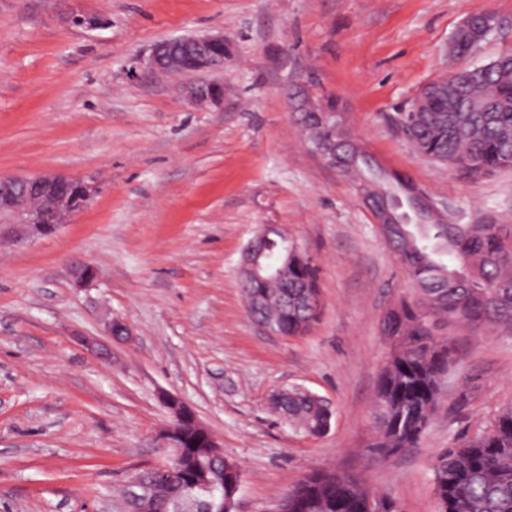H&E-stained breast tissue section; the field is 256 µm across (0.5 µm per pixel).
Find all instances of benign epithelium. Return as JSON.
Here are the masks:
<instances>
[{
	"label": "benign epithelium",
	"mask_w": 512,
	"mask_h": 512,
	"mask_svg": "<svg viewBox=\"0 0 512 512\" xmlns=\"http://www.w3.org/2000/svg\"><path fill=\"white\" fill-rule=\"evenodd\" d=\"M463 24L473 39L472 45L485 40L498 28V22L479 20L473 15L467 16ZM166 42L152 45L149 54L135 58L128 74L137 78L146 70L164 72L170 75L193 76L200 72L218 70L224 67V34H206L191 39L190 49L192 68L184 69L181 58L165 49ZM183 95L195 104L221 105L224 103V86L215 81L191 80L182 85ZM286 98L294 112H319L321 102L304 95L302 83L294 81L285 85ZM419 96L423 107L428 103L448 98V84H440L436 89L425 85ZM311 150L330 167L354 166L357 157L351 150L353 139L345 138L340 142L326 139L316 131L306 137ZM357 192L363 203L369 206L379 233H384L383 225L395 224L397 219L391 210L387 192L373 179L364 177L357 185ZM95 193V186L84 180L74 179L65 174L44 171L26 177L0 176V240H33L54 234L60 227L70 222L71 218L82 211ZM267 242L263 234L251 239L243 250L240 266L241 282L254 280L275 285L281 278L280 270L271 268L261 273L260 258L266 254ZM279 301L283 304L299 305L311 298L308 290L288 293L286 288L276 289ZM108 336L118 340L128 339L133 335L130 325L113 318L106 323ZM159 402L168 410L170 421L157 434V447L166 454L155 464L148 467L154 474L150 482L131 476L122 491L123 504L134 500L142 505L139 512H155L159 501L158 487L165 482L171 463L180 459V448L184 436L181 432L182 422L195 417L181 398L169 391H162ZM201 434L206 438L204 447L210 452L200 459L194 468L192 489L205 491L207 495H188L173 503V512H236V496L240 489L241 469L235 462H224V452L211 432L198 424ZM226 464L225 469L213 471L212 460ZM229 480H224V475Z\"/></svg>",
	"instance_id": "1"
}]
</instances>
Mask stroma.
Segmentation results:
<instances>
[{"mask_svg": "<svg viewBox=\"0 0 512 512\" xmlns=\"http://www.w3.org/2000/svg\"><path fill=\"white\" fill-rule=\"evenodd\" d=\"M486 12L498 28L452 55L463 18ZM72 14L104 23L76 27ZM216 32L223 104H192L180 76L127 73L156 42ZM510 49L512 0H0V176L53 170L97 186L55 234L0 245V512H112L117 489L161 456L164 390L239 464L237 512H272L317 469L359 476L400 512H436L435 458L512 405V336L441 329L455 361L419 447L372 452L389 351L378 321L410 285L351 182L308 149L282 84L315 72L387 168L456 219L512 225V170L462 176L386 120L431 81ZM266 224L318 269L306 335L267 333L245 310L242 254ZM85 265L99 274L80 285ZM111 316L129 341L105 339ZM292 386L330 403L326 434L273 410Z\"/></svg>", "mask_w": 512, "mask_h": 512, "instance_id": "stroma-1", "label": "stroma"}]
</instances>
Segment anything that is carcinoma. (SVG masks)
<instances>
[{"label": "carcinoma", "instance_id": "carcinoma-1", "mask_svg": "<svg viewBox=\"0 0 512 512\" xmlns=\"http://www.w3.org/2000/svg\"><path fill=\"white\" fill-rule=\"evenodd\" d=\"M462 99L464 112H397L390 117L394 131L423 158L451 166L468 176L512 169V65L497 59L484 69L466 68L448 76L447 108ZM327 113L299 112L304 130L321 129L327 137L346 133L336 97L323 98ZM493 105L494 112L483 111ZM391 196L400 197L410 220L386 225L391 246L415 295L402 296L400 306L380 319V331L390 345L373 402L377 439L374 453L390 456L418 446L443 401V386L454 363L455 347L437 334L455 324L472 333L489 329L512 333V227L491 215L463 224H419L423 207L418 187L409 177L384 174ZM269 260L288 264V288L318 287L311 260L291 256L289 245L272 227ZM248 315L278 314L280 334L299 335L293 304L246 302ZM292 422L317 426L323 411L305 390L291 387ZM432 482L438 512H512V406L503 408L487 429L456 438L436 459ZM191 486L186 468L173 472L167 494L179 495ZM368 487L356 475L314 470L285 495V512H366Z\"/></svg>", "mask_w": 512, "mask_h": 512}]
</instances>
